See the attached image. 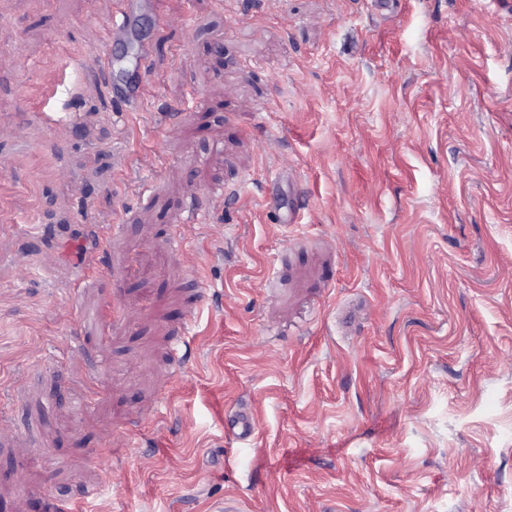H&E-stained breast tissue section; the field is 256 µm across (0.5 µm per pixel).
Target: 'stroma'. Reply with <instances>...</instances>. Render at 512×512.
<instances>
[{"label":"stroma","mask_w":512,"mask_h":512,"mask_svg":"<svg viewBox=\"0 0 512 512\" xmlns=\"http://www.w3.org/2000/svg\"><path fill=\"white\" fill-rule=\"evenodd\" d=\"M112 2L0 0V512H512V0H166L129 124ZM118 97L122 98L125 103V107L117 112H122V117H130L131 113L123 112H135L137 104H142L145 99L144 87H139L136 84H130L125 86H119L115 89ZM225 429L237 440H246L254 432L252 417L242 409L226 413L224 417Z\"/></svg>","instance_id":"35a3bbf8"}]
</instances>
